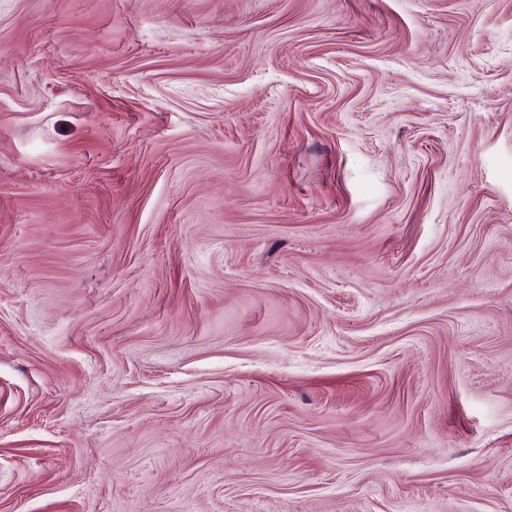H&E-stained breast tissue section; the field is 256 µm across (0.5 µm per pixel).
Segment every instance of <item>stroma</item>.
Returning a JSON list of instances; mask_svg holds the SVG:
<instances>
[{
  "label": "stroma",
  "instance_id": "35a3bbf8",
  "mask_svg": "<svg viewBox=\"0 0 512 512\" xmlns=\"http://www.w3.org/2000/svg\"><path fill=\"white\" fill-rule=\"evenodd\" d=\"M0 512H512V0H0Z\"/></svg>",
  "mask_w": 512,
  "mask_h": 512
}]
</instances>
